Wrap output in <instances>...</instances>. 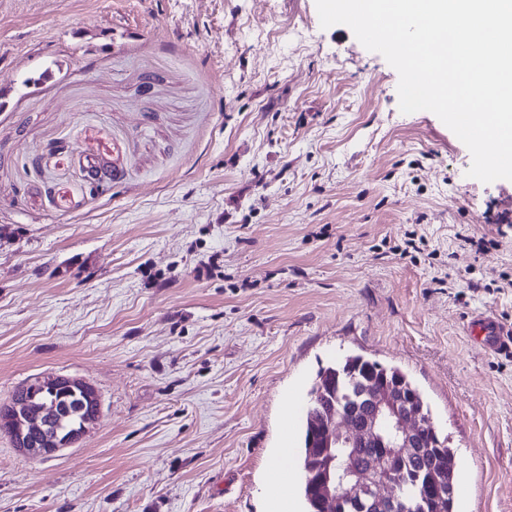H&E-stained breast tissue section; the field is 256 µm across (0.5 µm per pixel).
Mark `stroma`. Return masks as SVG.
I'll return each mask as SVG.
<instances>
[{
    "mask_svg": "<svg viewBox=\"0 0 512 512\" xmlns=\"http://www.w3.org/2000/svg\"><path fill=\"white\" fill-rule=\"evenodd\" d=\"M398 81L315 0H0V401H101L46 460L0 434V512H269L349 355L418 387L456 512H512V356L465 332L512 326V181ZM319 418V414L317 412L310 413L307 411V413L304 415V418L302 420V426H301V432H302V438H301V448H299V458L302 465L303 470L305 471L307 477H308V469L310 467L311 461H310V452L311 448H309V436L310 433L313 431L315 427V421Z\"/></svg>",
    "mask_w": 512,
    "mask_h": 512,
    "instance_id": "obj_1",
    "label": "stroma"
}]
</instances>
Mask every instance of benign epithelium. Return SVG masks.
Wrapping results in <instances>:
<instances>
[{"label": "benign epithelium", "mask_w": 512, "mask_h": 512, "mask_svg": "<svg viewBox=\"0 0 512 512\" xmlns=\"http://www.w3.org/2000/svg\"><path fill=\"white\" fill-rule=\"evenodd\" d=\"M63 382L100 403L92 385L68 375H49L26 384L22 399L11 400L0 410V433L8 434L22 454L50 458L70 446L50 430L58 408L44 396L46 389ZM323 416L324 424L317 433L318 467L313 476L322 512H328L342 498H393L401 459L413 449L425 447L426 430H436L434 422L423 418V408L417 400L405 401L386 382L373 389L358 416L353 418L334 407ZM354 448H381L383 452L359 464L352 455Z\"/></svg>", "instance_id": "obj_1"}]
</instances>
